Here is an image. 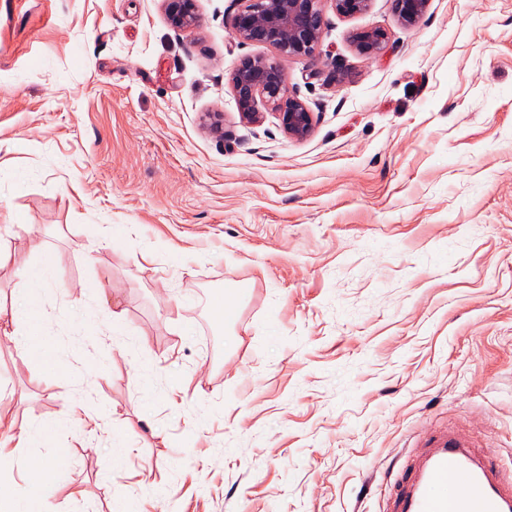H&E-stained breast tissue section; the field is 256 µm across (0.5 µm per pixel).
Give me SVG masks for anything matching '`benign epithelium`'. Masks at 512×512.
<instances>
[{
	"label": "benign epithelium",
	"instance_id": "obj_1",
	"mask_svg": "<svg viewBox=\"0 0 512 512\" xmlns=\"http://www.w3.org/2000/svg\"><path fill=\"white\" fill-rule=\"evenodd\" d=\"M327 1L343 17L363 14L371 4V0H238L239 9L232 23L235 37L242 43L262 45L276 53L274 57L246 56L231 72L229 83L243 119L251 123L262 119V113L255 110L257 100L261 99L274 111L286 136L303 140L311 134L313 112L290 88L278 58L309 60L315 56L322 38ZM164 4L173 28L185 31L197 26L195 0H164ZM428 4L429 0H393L396 15L406 25L415 24ZM386 40L387 34L380 28L352 35L355 47L367 58L381 53Z\"/></svg>",
	"mask_w": 512,
	"mask_h": 512
}]
</instances>
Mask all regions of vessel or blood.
<instances>
[{
  "label": "vessel or blood",
  "mask_w": 512,
  "mask_h": 512,
  "mask_svg": "<svg viewBox=\"0 0 512 512\" xmlns=\"http://www.w3.org/2000/svg\"><path fill=\"white\" fill-rule=\"evenodd\" d=\"M462 472L469 475V490L460 496L450 478ZM394 495L395 512H512V481H502L493 458L475 455L451 431L409 460Z\"/></svg>",
  "instance_id": "1"
}]
</instances>
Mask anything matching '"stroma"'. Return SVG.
<instances>
[{"mask_svg":"<svg viewBox=\"0 0 512 512\" xmlns=\"http://www.w3.org/2000/svg\"><path fill=\"white\" fill-rule=\"evenodd\" d=\"M237 8L0 0V411L47 430L0 512L42 465L44 512H389L445 430L512 478V0L325 7L303 140L239 116ZM171 26L177 30H190L197 26L199 17L194 0H164ZM429 0H393L398 18L406 25L415 24L426 12ZM387 34L383 29L375 28L355 32L352 41L357 50L366 58L376 57L386 45Z\"/></svg>","mask_w":512,"mask_h":512,"instance_id":"obj_1","label":"stroma"}]
</instances>
